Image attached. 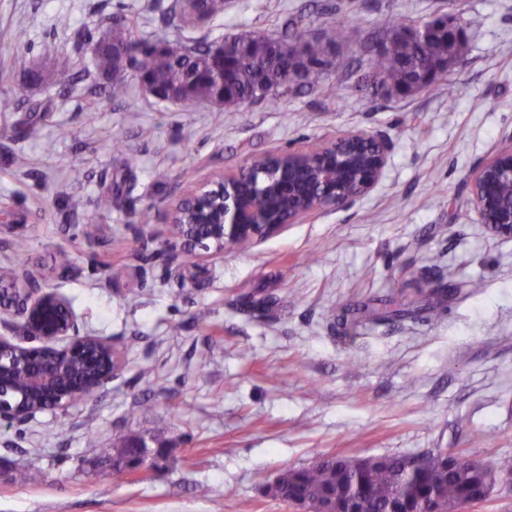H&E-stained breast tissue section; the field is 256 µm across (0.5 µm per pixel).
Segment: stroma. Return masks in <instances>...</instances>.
<instances>
[{
	"label": "stroma",
	"instance_id": "obj_1",
	"mask_svg": "<svg viewBox=\"0 0 512 512\" xmlns=\"http://www.w3.org/2000/svg\"><path fill=\"white\" fill-rule=\"evenodd\" d=\"M173 2L0 0V269L54 284L79 335L125 358L93 400L0 422V512H239L244 500L294 512L265 487L321 455L512 457V239L479 221L467 180L512 135V0H228L223 20L192 37L275 34L301 12L307 34L348 28L322 89L277 111L239 106L230 125L210 105L154 99L132 68L125 99L95 89L81 32L100 36L122 12L171 40ZM438 16L463 38L432 87L389 96L346 78L371 32ZM31 49L48 50L49 84L26 86ZM349 129L390 146L365 197L194 267L166 250L176 190ZM102 194L110 213L91 203ZM62 248L66 272L54 263ZM385 298L414 317L341 322ZM121 435L168 455L116 480Z\"/></svg>",
	"mask_w": 512,
	"mask_h": 512
}]
</instances>
